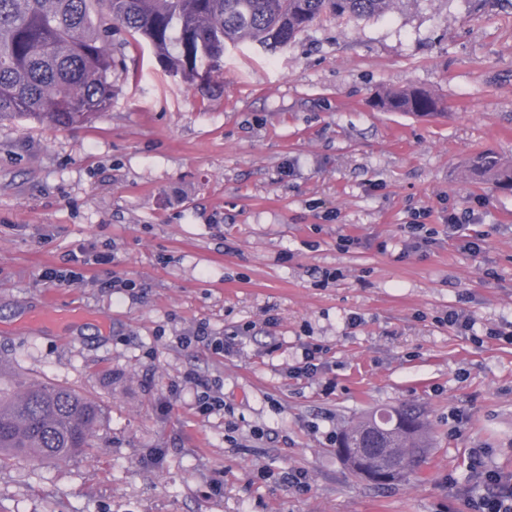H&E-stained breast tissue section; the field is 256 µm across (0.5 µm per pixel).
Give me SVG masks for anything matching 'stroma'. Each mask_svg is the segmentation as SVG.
Here are the masks:
<instances>
[{
    "mask_svg": "<svg viewBox=\"0 0 512 512\" xmlns=\"http://www.w3.org/2000/svg\"><path fill=\"white\" fill-rule=\"evenodd\" d=\"M112 57L91 123L0 122V378L103 412L87 454L1 464L0 512H466L475 467L511 475L512 190L467 164L512 161V0L326 17L227 48L207 86L122 31ZM412 88L443 111L374 104ZM399 407L422 470L354 478L338 436ZM465 229L466 224H458L457 218L455 216H448V230L450 234L456 239L460 249L464 252H468L472 256H476L481 252V244L469 238V235L464 234L463 230Z\"/></svg>",
    "mask_w": 512,
    "mask_h": 512,
    "instance_id": "obj_1",
    "label": "stroma"
}]
</instances>
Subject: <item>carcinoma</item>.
<instances>
[{
  "instance_id": "1",
  "label": "carcinoma",
  "mask_w": 512,
  "mask_h": 512,
  "mask_svg": "<svg viewBox=\"0 0 512 512\" xmlns=\"http://www.w3.org/2000/svg\"><path fill=\"white\" fill-rule=\"evenodd\" d=\"M92 0H0V120L73 127L106 111L112 99V31L99 27ZM124 31L141 37L175 73L195 82L221 70L230 44L251 40L272 50L320 18L387 14L394 0H99ZM392 112L430 116L439 101L422 90L379 101ZM471 170L512 189V165L487 150ZM100 406L70 388L36 383L9 395L0 387V459L32 454L66 460L92 447ZM342 461L357 476L393 484L417 472L428 454L420 416L383 409L345 431Z\"/></svg>"
}]
</instances>
